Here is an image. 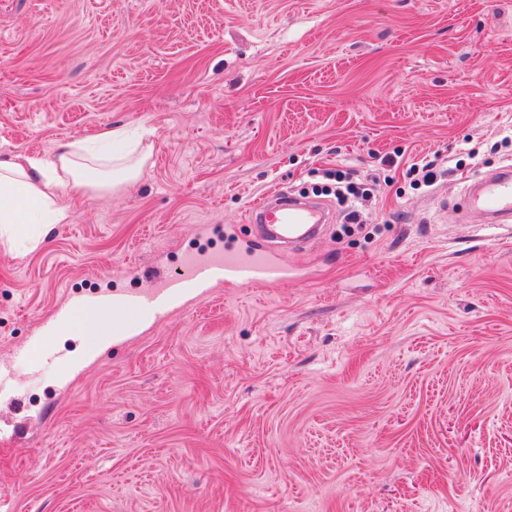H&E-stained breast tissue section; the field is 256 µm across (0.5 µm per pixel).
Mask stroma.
I'll return each mask as SVG.
<instances>
[{
	"mask_svg": "<svg viewBox=\"0 0 512 512\" xmlns=\"http://www.w3.org/2000/svg\"><path fill=\"white\" fill-rule=\"evenodd\" d=\"M115 126L151 132L137 183L0 239V512H512V229L454 207L512 164V0H0V150ZM424 158L447 174L416 190ZM336 168L365 222L281 251L294 281L57 342L67 373L14 358L76 292Z\"/></svg>",
	"mask_w": 512,
	"mask_h": 512,
	"instance_id": "35a3bbf8",
	"label": "stroma"
}]
</instances>
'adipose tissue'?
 I'll list each match as a JSON object with an SVG mask.
<instances>
[{"label": "adipose tissue", "mask_w": 512, "mask_h": 512, "mask_svg": "<svg viewBox=\"0 0 512 512\" xmlns=\"http://www.w3.org/2000/svg\"><path fill=\"white\" fill-rule=\"evenodd\" d=\"M148 159V152L131 145L120 128L103 131L92 143L63 145L48 159L0 153V233L38 245L37 225L65 224L71 218L56 201L62 188L96 197L111 195L137 181ZM116 324L112 316L82 309L64 332L95 345L110 339Z\"/></svg>", "instance_id": "obj_1"}]
</instances>
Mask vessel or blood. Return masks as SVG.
<instances>
[{
    "instance_id": "vessel-or-blood-1",
    "label": "vessel or blood",
    "mask_w": 512,
    "mask_h": 512,
    "mask_svg": "<svg viewBox=\"0 0 512 512\" xmlns=\"http://www.w3.org/2000/svg\"><path fill=\"white\" fill-rule=\"evenodd\" d=\"M478 198L492 223L512 222V168L488 174L476 184ZM251 222L263 225L262 235L239 240L235 225L224 227L229 249L207 254L192 252L183 259V269L172 272L161 266H140L141 289L129 292H99L76 298L73 307L57 308L40 323V334L19 349L23 359L53 362L68 368L70 361L50 342L51 336L69 319L72 308L96 312L133 314L153 322L164 320L172 307L206 296L212 288L273 287L292 276L274 252V242L302 244L314 239L327 219L320 203L281 200L278 194L263 196L249 211Z\"/></svg>"
}]
</instances>
